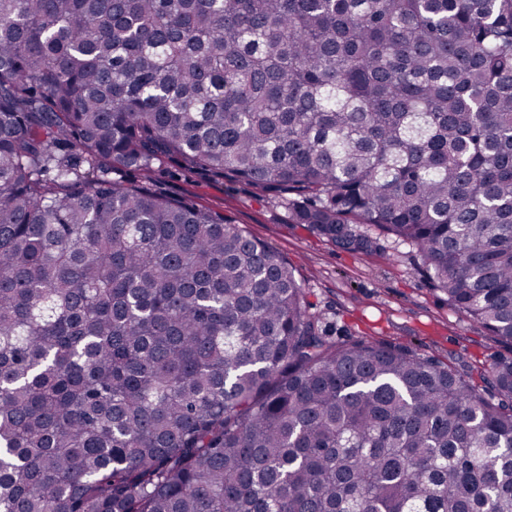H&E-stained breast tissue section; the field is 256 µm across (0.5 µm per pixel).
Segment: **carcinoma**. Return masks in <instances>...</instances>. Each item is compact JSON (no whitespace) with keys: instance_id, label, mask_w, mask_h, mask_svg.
<instances>
[{"instance_id":"carcinoma-1","label":"carcinoma","mask_w":512,"mask_h":512,"mask_svg":"<svg viewBox=\"0 0 512 512\" xmlns=\"http://www.w3.org/2000/svg\"><path fill=\"white\" fill-rule=\"evenodd\" d=\"M163 157L411 245L491 393L112 177ZM0 512H512V0H0Z\"/></svg>"}]
</instances>
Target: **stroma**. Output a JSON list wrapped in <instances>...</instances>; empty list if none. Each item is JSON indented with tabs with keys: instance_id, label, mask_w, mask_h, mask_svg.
<instances>
[{
	"instance_id": "stroma-1",
	"label": "stroma",
	"mask_w": 512,
	"mask_h": 512,
	"mask_svg": "<svg viewBox=\"0 0 512 512\" xmlns=\"http://www.w3.org/2000/svg\"><path fill=\"white\" fill-rule=\"evenodd\" d=\"M121 180L186 198L240 224L288 260L329 337L398 342L441 361L489 365L504 348L478 323L454 311L421 272L412 248L378 236L372 252H349L288 221L287 209L251 185L208 172H184L171 160Z\"/></svg>"
}]
</instances>
